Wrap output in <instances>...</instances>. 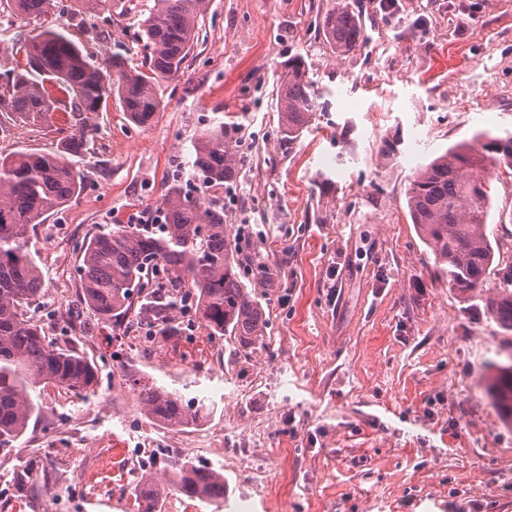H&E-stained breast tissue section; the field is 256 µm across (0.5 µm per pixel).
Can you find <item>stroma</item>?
<instances>
[{
  "label": "stroma",
  "instance_id": "1",
  "mask_svg": "<svg viewBox=\"0 0 512 512\" xmlns=\"http://www.w3.org/2000/svg\"><path fill=\"white\" fill-rule=\"evenodd\" d=\"M364 41L340 58L321 18L334 0H208L183 75L162 81L164 107L146 127L119 102L73 162L81 195L39 225L46 292L40 314L58 345L98 369L89 399L42 394V419L0 468V512H136L128 465L157 440L148 468L184 458L222 470L224 500L169 495L163 512H512V423L486 389L504 331L434 273L407 207L417 170L484 131H512V6L504 0H352ZM58 23L87 20V50L106 65L145 60L135 18L81 17L52 0ZM298 55L324 105L294 143L281 139L277 84ZM470 108L459 111L458 97ZM238 115L241 163L214 190L240 244L249 291L268 328L250 354L198 325L140 345L79 304V246L128 215L154 216L162 186L196 191L192 146L211 122ZM53 127L0 132V154L48 151ZM393 153H384L386 143ZM488 229L512 249V176L491 183ZM206 397L198 425L166 429L137 402L133 382ZM223 440H215L214 431ZM40 478L14 486L12 474Z\"/></svg>",
  "mask_w": 512,
  "mask_h": 512
}]
</instances>
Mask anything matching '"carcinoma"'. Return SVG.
<instances>
[{
  "label": "carcinoma",
  "instance_id": "cac0c4a2",
  "mask_svg": "<svg viewBox=\"0 0 512 512\" xmlns=\"http://www.w3.org/2000/svg\"><path fill=\"white\" fill-rule=\"evenodd\" d=\"M51 0H0V15L34 21L17 42L14 62L0 73L3 122L40 126L63 113L56 152L16 151L0 155V466L17 447L29 424L42 415L41 392L48 386L81 400L95 393L96 365L75 348L49 339L34 318L45 294L34 229L79 197L84 175L68 157L94 139L92 115L119 99L138 126L150 125L162 107L160 82L183 73L198 39L206 0H155L137 21L136 35L147 50L141 70L116 58L101 69L72 33L48 18ZM85 14L109 13L114 0H78ZM325 40L338 56L362 45L363 29L346 0H336L322 19ZM281 133L292 143L319 109L304 60L288 58L279 87ZM238 127L221 121L194 144L191 162L202 193L192 196L177 184L164 186L162 224H114L98 230L80 248V304L104 322L129 314L166 340L181 334L178 309L196 297V315L208 334L230 340L246 354L263 340L267 319L243 281L241 263L224 206L207 196L238 175ZM495 164L512 170V133L475 134L422 166L410 183L407 205L412 223L435 257V272L448 280L465 303L479 301L499 327L512 334V274L501 275V251L487 230L490 181L482 171ZM495 275L497 293L483 297ZM498 367L491 393L502 418L512 421V353ZM138 401L154 423L180 429L205 417L204 401L189 403L173 389L137 387ZM224 473L183 459L158 478L143 475L134 489L138 512H161L163 500L178 493L211 503L224 499Z\"/></svg>",
  "mask_w": 512,
  "mask_h": 512
}]
</instances>
